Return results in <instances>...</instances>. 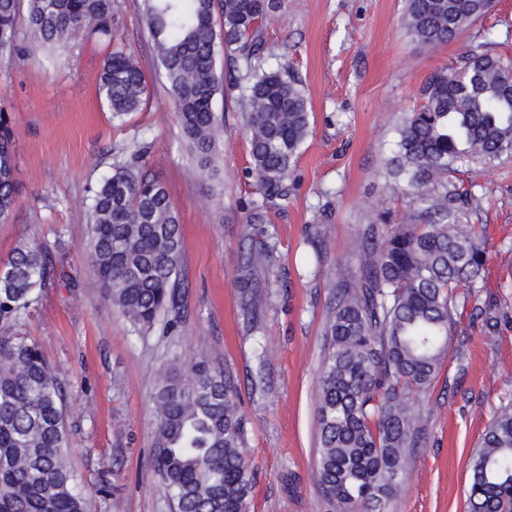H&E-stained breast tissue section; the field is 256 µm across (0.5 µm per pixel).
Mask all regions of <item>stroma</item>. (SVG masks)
<instances>
[{"label": "stroma", "instance_id": "35a3bbf8", "mask_svg": "<svg viewBox=\"0 0 512 512\" xmlns=\"http://www.w3.org/2000/svg\"><path fill=\"white\" fill-rule=\"evenodd\" d=\"M262 24L266 64L301 80L311 133L288 176L287 203L267 209L255 241L276 264L253 275L258 306L237 278L243 218L259 195L250 172L240 91L225 84L216 172L189 155L143 21V0H116L115 42L137 57L147 93L138 112L112 118L97 80L112 46L75 38L38 57L0 60V111L14 133L19 197L0 222V269L14 250L56 244L61 279L13 328L59 370L68 398L70 462L87 512H171L150 466L160 371L198 364L230 371L248 420L254 482L249 512H328L318 488L315 393L325 355L330 272L357 261L353 239L384 234L414 208L382 169L396 127L437 70L484 44L512 56V0H494L458 39L428 47L403 27V0H280ZM148 142L184 243L185 309L176 331L138 333L103 297L87 261L88 189ZM454 181L471 192L463 221L483 225L486 278L459 284L455 330L433 383L420 393V444L387 512H468L471 461L499 409L512 406V156L475 162ZM495 193L481 195L484 184ZM267 353L259 355L257 343Z\"/></svg>", "mask_w": 512, "mask_h": 512}]
</instances>
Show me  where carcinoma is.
<instances>
[{"label": "carcinoma", "instance_id": "cac0c4a2", "mask_svg": "<svg viewBox=\"0 0 512 512\" xmlns=\"http://www.w3.org/2000/svg\"><path fill=\"white\" fill-rule=\"evenodd\" d=\"M493 0H405L407 33L427 46L449 43L485 16ZM280 0H143L145 25L169 83L190 150L209 171L224 137L214 108L224 87L219 49L238 73L250 171L260 199L245 236L263 213L288 201L285 180L311 132L308 99L288 69L264 67L261 22ZM115 0H0V56L33 55L78 32L112 41ZM97 94L115 119L140 109L146 81L135 57L117 46L104 61ZM12 128L0 113V220L19 186ZM150 145L91 189L88 259L103 297L134 331L165 335L182 318L184 246L167 188L146 167ZM512 155V59L477 46L458 67L436 73L424 102L407 113L388 172L415 191V208L378 236L355 239L358 270L332 282L327 353L316 398L318 487L332 512H387L407 481L417 442L418 392L445 358L462 282L484 277L479 228L464 224L468 195L450 174L476 158ZM268 248L244 255L240 289L270 268ZM54 249L22 245L0 271V328H11L55 284ZM153 469L173 512H248L253 469L247 422L227 371L202 365L160 378ZM66 392L39 345L0 336V512H85V490L68 464ZM469 512H512V410L490 423L472 458Z\"/></svg>", "mask_w": 512, "mask_h": 512}]
</instances>
